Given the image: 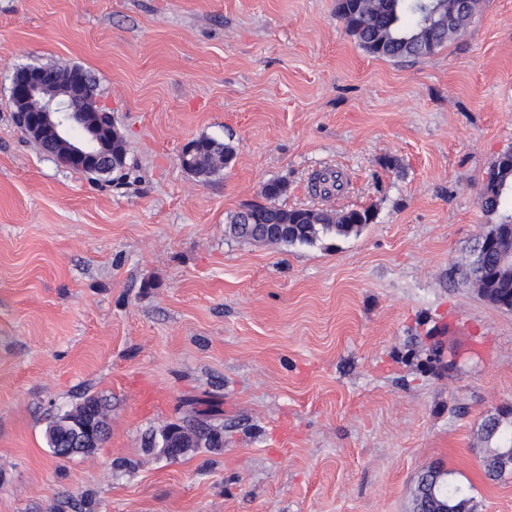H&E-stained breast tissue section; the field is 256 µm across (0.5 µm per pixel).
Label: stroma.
<instances>
[{
    "instance_id": "obj_1",
    "label": "stroma",
    "mask_w": 512,
    "mask_h": 512,
    "mask_svg": "<svg viewBox=\"0 0 512 512\" xmlns=\"http://www.w3.org/2000/svg\"><path fill=\"white\" fill-rule=\"evenodd\" d=\"M25 65L95 75L123 180L21 131ZM200 136L235 148L205 180L179 160ZM508 149L512 0H481L413 61L368 54L336 0H0V512L86 491L100 512H411L438 464L476 512H512V473L488 478L478 451L512 405V311L452 274L491 226L478 194ZM324 169L348 190L314 195ZM266 203L374 220L312 246L228 234ZM92 395L106 441L53 457L51 416ZM194 397L223 448L146 450Z\"/></svg>"
}]
</instances>
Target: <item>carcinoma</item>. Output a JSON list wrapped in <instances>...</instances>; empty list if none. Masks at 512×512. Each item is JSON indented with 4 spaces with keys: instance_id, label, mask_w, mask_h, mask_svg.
Returning a JSON list of instances; mask_svg holds the SVG:
<instances>
[{
    "instance_id": "obj_1",
    "label": "carcinoma",
    "mask_w": 512,
    "mask_h": 512,
    "mask_svg": "<svg viewBox=\"0 0 512 512\" xmlns=\"http://www.w3.org/2000/svg\"><path fill=\"white\" fill-rule=\"evenodd\" d=\"M480 0H338L336 18L342 20L347 31L370 54L390 59L421 58L434 54L448 40L461 33L479 10ZM85 96L74 102L78 110L90 108L99 96L96 77L83 70ZM101 121L108 125L112 140V153L126 161V143L112 116L103 114ZM195 150L192 173L208 178L224 168L234 156V148L213 138L194 139ZM484 211L498 217L491 230L499 231L505 224H512V208L505 204L512 199V155L503 152L493 162L479 193ZM275 222L290 225L285 245H313L323 238L348 237L359 233L373 222L368 209L341 211L316 210L311 214L297 209H268L252 205L250 211L240 210L230 220L229 233L242 241H255L262 234L261 223ZM474 258L462 268L453 270L464 282L470 284L487 302L496 306L512 294V280L504 284L490 278L496 259L485 251L483 242L473 249ZM202 408L195 416L177 425L194 432L205 448L218 450L224 447V426L212 422V410L203 407L205 401L195 400ZM84 412L86 424L93 430H102L107 438V408L103 400L89 396L72 407ZM485 446L481 448L480 462L487 476L497 478L504 474V467L512 472V410L506 415H488L481 426ZM46 438L51 453L56 458H70L67 449L73 447V433L61 427L58 417H53L46 427ZM169 429L165 428L148 437L150 450H159L168 459L182 457L192 448L171 447ZM441 466L432 467L417 477L413 499V512H475L476 504L466 488L451 479H444ZM98 502L89 493L66 495L57 504V512H96Z\"/></svg>"
}]
</instances>
